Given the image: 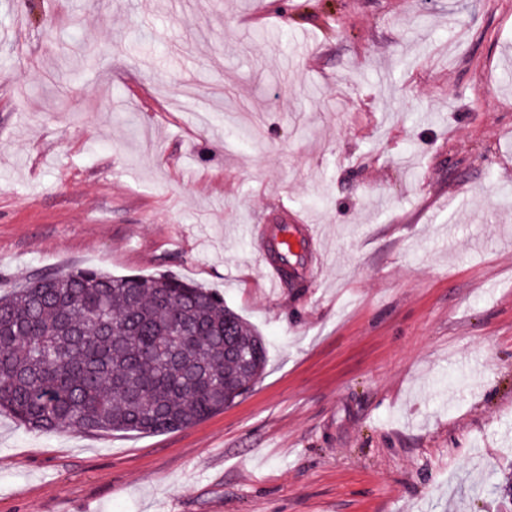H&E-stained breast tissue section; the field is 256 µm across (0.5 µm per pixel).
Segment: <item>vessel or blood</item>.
Here are the masks:
<instances>
[{
  "mask_svg": "<svg viewBox=\"0 0 512 512\" xmlns=\"http://www.w3.org/2000/svg\"><path fill=\"white\" fill-rule=\"evenodd\" d=\"M256 240L258 259L263 267L265 279L272 288L283 284L281 259L309 255L312 231L306 224H280L269 226L256 224L252 227Z\"/></svg>",
  "mask_w": 512,
  "mask_h": 512,
  "instance_id": "b4317fda",
  "label": "vessel or blood"
}]
</instances>
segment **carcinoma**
I'll use <instances>...</instances> for the list:
<instances>
[{
	"label": "carcinoma",
	"instance_id": "carcinoma-1",
	"mask_svg": "<svg viewBox=\"0 0 512 512\" xmlns=\"http://www.w3.org/2000/svg\"><path fill=\"white\" fill-rule=\"evenodd\" d=\"M260 333L176 275L45 272L0 294V409L38 432L158 434L262 375Z\"/></svg>",
	"mask_w": 512,
	"mask_h": 512
}]
</instances>
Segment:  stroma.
<instances>
[{"label": "stroma", "mask_w": 512, "mask_h": 512, "mask_svg": "<svg viewBox=\"0 0 512 512\" xmlns=\"http://www.w3.org/2000/svg\"><path fill=\"white\" fill-rule=\"evenodd\" d=\"M505 189L512 0H0V292L168 272L268 350L178 431L0 412V512H512ZM254 224L335 260L269 291Z\"/></svg>", "instance_id": "obj_1"}]
</instances>
